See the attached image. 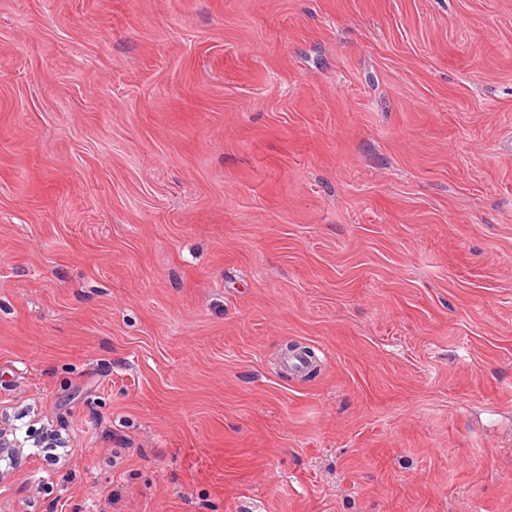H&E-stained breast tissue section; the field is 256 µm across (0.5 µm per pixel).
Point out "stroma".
<instances>
[{
    "mask_svg": "<svg viewBox=\"0 0 512 512\" xmlns=\"http://www.w3.org/2000/svg\"><path fill=\"white\" fill-rule=\"evenodd\" d=\"M24 415L0 512H512V0H0Z\"/></svg>",
    "mask_w": 512,
    "mask_h": 512,
    "instance_id": "obj_1",
    "label": "stroma"
}]
</instances>
